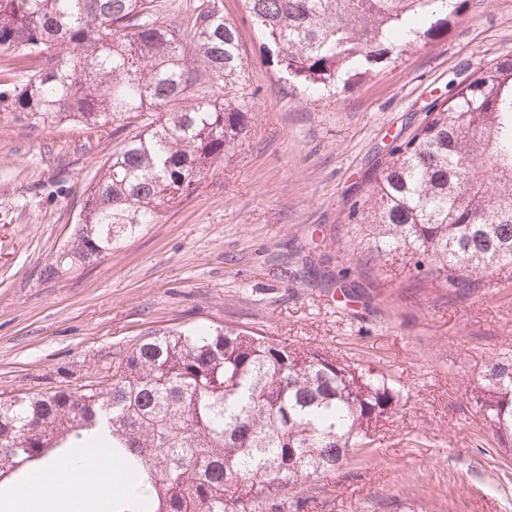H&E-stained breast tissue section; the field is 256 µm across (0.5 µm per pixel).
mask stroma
I'll list each match as a JSON object with an SVG mask.
<instances>
[{"instance_id":"stroma-1","label":"stroma","mask_w":512,"mask_h":512,"mask_svg":"<svg viewBox=\"0 0 512 512\" xmlns=\"http://www.w3.org/2000/svg\"><path fill=\"white\" fill-rule=\"evenodd\" d=\"M223 4L253 95L242 146L94 266L42 274L118 134L33 127L0 103V393L79 384L152 328L243 326L336 350L401 387L368 455L319 482L321 512H364L381 494L427 512H512V460L466 391L494 354L512 350V268L458 298L398 253L381 280L362 269L367 295L348 306L320 275L349 268L346 213L387 150L449 98V82L512 59V0H468L442 38L317 94L281 79L245 0Z\"/></svg>"}]
</instances>
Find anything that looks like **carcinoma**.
<instances>
[{
  "label": "carcinoma",
  "instance_id": "cac0c4a2",
  "mask_svg": "<svg viewBox=\"0 0 512 512\" xmlns=\"http://www.w3.org/2000/svg\"><path fill=\"white\" fill-rule=\"evenodd\" d=\"M154 0H0V52L32 63L0 93L32 126L115 125L125 136L87 188L48 279L91 265L194 194L247 133L250 93L237 23L203 0L187 25ZM467 0H248L292 86L334 87L391 52L440 36ZM224 86L212 97L206 82ZM347 223L357 265L415 258L464 297L512 265V60L485 65L394 145ZM498 447L512 452V350L469 383ZM398 383L321 347L231 325L142 332L112 350V374L74 387L0 393V489L57 452L101 449L134 480L118 512H317L311 484L363 456L396 412ZM374 512H418L394 496Z\"/></svg>",
  "mask_w": 512,
  "mask_h": 512
}]
</instances>
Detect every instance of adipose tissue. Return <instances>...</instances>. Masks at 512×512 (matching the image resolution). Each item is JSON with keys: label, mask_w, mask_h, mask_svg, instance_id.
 Listing matches in <instances>:
<instances>
[{"label": "adipose tissue", "mask_w": 512, "mask_h": 512, "mask_svg": "<svg viewBox=\"0 0 512 512\" xmlns=\"http://www.w3.org/2000/svg\"><path fill=\"white\" fill-rule=\"evenodd\" d=\"M131 476L116 457L83 460L51 458L7 503L8 512H104L106 500L120 496Z\"/></svg>", "instance_id": "adipose-tissue-1"}]
</instances>
